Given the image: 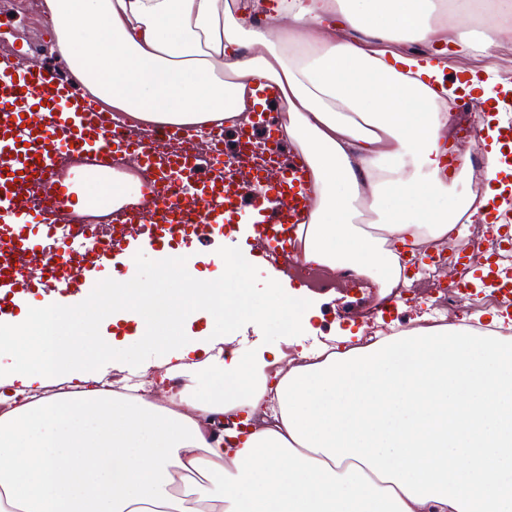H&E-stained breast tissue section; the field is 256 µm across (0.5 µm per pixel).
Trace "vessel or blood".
Segmentation results:
<instances>
[{"mask_svg":"<svg viewBox=\"0 0 512 512\" xmlns=\"http://www.w3.org/2000/svg\"><path fill=\"white\" fill-rule=\"evenodd\" d=\"M259 97L264 105L253 125L237 132L240 171L233 174L202 168L185 150L165 153L146 138L113 135L111 114L42 68L10 75L0 66V308L10 313L18 298L82 290L106 271H120L137 248L179 249L190 221L199 226L200 247L223 235L225 225L248 226L263 243V262L287 267V244L307 223L313 196L305 168L280 160V131L268 118L276 94L265 88ZM259 132L268 149L257 160L247 146ZM71 155L93 158L101 167L133 160L147 173L140 192L150 206L128 203L113 217L118 231L98 239L94 223L63 204L61 163ZM75 238L90 240V247H71ZM50 250L56 261H39Z\"/></svg>","mask_w":512,"mask_h":512,"instance_id":"obj_1","label":"vessel or blood"}]
</instances>
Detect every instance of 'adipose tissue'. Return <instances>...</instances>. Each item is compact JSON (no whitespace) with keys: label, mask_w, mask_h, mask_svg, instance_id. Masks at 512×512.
Wrapping results in <instances>:
<instances>
[{"label":"adipose tissue","mask_w":512,"mask_h":512,"mask_svg":"<svg viewBox=\"0 0 512 512\" xmlns=\"http://www.w3.org/2000/svg\"><path fill=\"white\" fill-rule=\"evenodd\" d=\"M54 51L119 123L150 132L248 121L255 87L275 85L285 139L311 171L315 205L298 239L306 263L351 271L380 295L403 277L395 247L447 239L506 200L490 137L486 190L444 164L453 115L448 63L392 43L454 40L489 52L512 0L449 36L445 14L476 0H43ZM288 39L273 41L281 19ZM193 252L156 258L152 283L116 274L74 302L47 299L0 322L9 380L0 391V512H512V317L496 333L421 328L269 377L265 353L217 361L224 330L272 317L303 335L299 289L213 290ZM205 319L207 338L186 323ZM136 320L142 340L176 350L182 413L100 387L87 355L109 351L84 324ZM66 384L61 397L40 388ZM266 399L272 422L225 449L226 413Z\"/></svg>","instance_id":"adipose-tissue-1"}]
</instances>
